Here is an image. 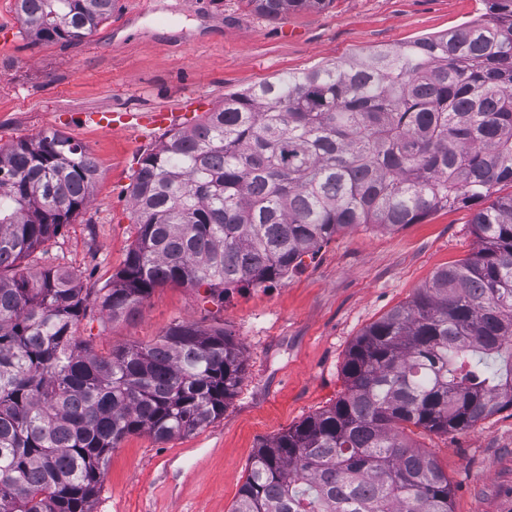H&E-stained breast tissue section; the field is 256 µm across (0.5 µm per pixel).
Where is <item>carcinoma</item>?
Masks as SVG:
<instances>
[{
    "label": "carcinoma",
    "mask_w": 512,
    "mask_h": 512,
    "mask_svg": "<svg viewBox=\"0 0 512 512\" xmlns=\"http://www.w3.org/2000/svg\"><path fill=\"white\" fill-rule=\"evenodd\" d=\"M277 19L331 0H242ZM462 27L224 96L140 161L138 232L111 286L18 262L90 202L94 159L52 132L0 146V512H94L127 436L224 415L245 372L222 327L175 324L98 353L91 308L137 315L167 283L219 298L273 283L341 231L474 208L478 250L371 324L345 392L257 449L232 512H451L448 475L410 443L512 408V0ZM114 0H16L30 45L82 40Z\"/></svg>",
    "instance_id": "1"
}]
</instances>
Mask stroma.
<instances>
[{
	"label": "stroma",
	"instance_id": "obj_1",
	"mask_svg": "<svg viewBox=\"0 0 512 512\" xmlns=\"http://www.w3.org/2000/svg\"><path fill=\"white\" fill-rule=\"evenodd\" d=\"M483 0H332L270 20L241 0H115L76 44L30 46L15 0H0V145L54 131L97 160L89 205L20 265L61 267L81 287L112 281L134 244L130 185L141 157L201 120L225 94L288 72L347 61L458 28ZM197 97L201 110L184 113ZM174 112L171 127L101 128L104 111ZM469 208L439 210L396 230L358 226L304 254L280 281L233 290L155 288L134 318L90 313L76 334L96 351L155 343L174 324L221 326L245 373L221 418L159 441L127 436L104 468L95 512H231L259 446L332 405L345 390L355 339L477 247ZM411 440L448 476L451 512H512V409L474 427Z\"/></svg>",
	"mask_w": 512,
	"mask_h": 512
}]
</instances>
